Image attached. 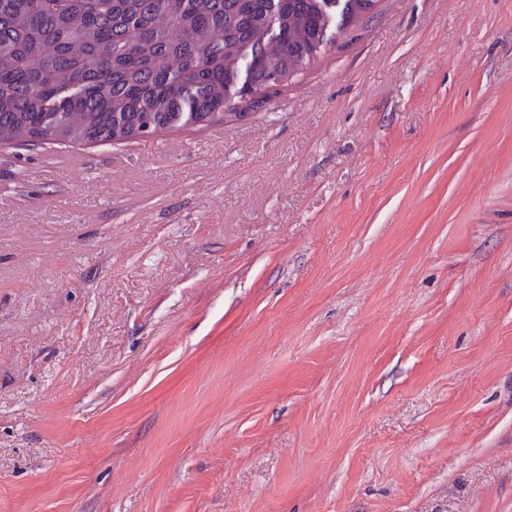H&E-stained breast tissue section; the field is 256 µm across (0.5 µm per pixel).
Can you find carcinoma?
Listing matches in <instances>:
<instances>
[{
    "label": "carcinoma",
    "mask_w": 512,
    "mask_h": 512,
    "mask_svg": "<svg viewBox=\"0 0 512 512\" xmlns=\"http://www.w3.org/2000/svg\"><path fill=\"white\" fill-rule=\"evenodd\" d=\"M378 0H0V145L121 144L237 115Z\"/></svg>",
    "instance_id": "1"
}]
</instances>
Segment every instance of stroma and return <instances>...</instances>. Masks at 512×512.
I'll return each instance as SVG.
<instances>
[{"label":"stroma","instance_id":"obj_1","mask_svg":"<svg viewBox=\"0 0 512 512\" xmlns=\"http://www.w3.org/2000/svg\"><path fill=\"white\" fill-rule=\"evenodd\" d=\"M66 152L0 145V512H512V0Z\"/></svg>","mask_w":512,"mask_h":512}]
</instances>
